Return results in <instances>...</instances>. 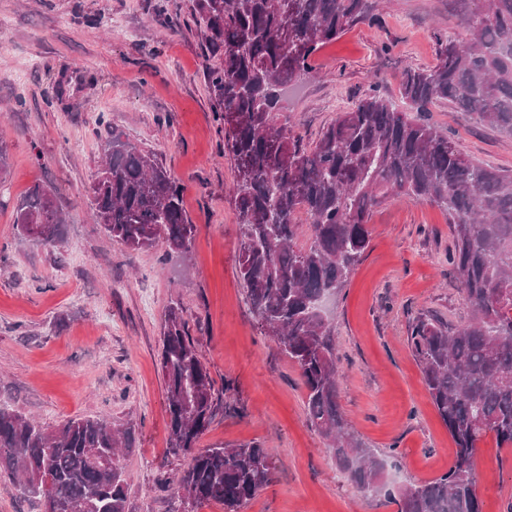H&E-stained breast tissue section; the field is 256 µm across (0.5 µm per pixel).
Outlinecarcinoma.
Masks as SVG:
<instances>
[{"label": "carcinoma", "mask_w": 512, "mask_h": 512, "mask_svg": "<svg viewBox=\"0 0 512 512\" xmlns=\"http://www.w3.org/2000/svg\"><path fill=\"white\" fill-rule=\"evenodd\" d=\"M463 38L436 35L437 62L406 67L399 94L408 110L372 93L339 113L311 149L276 120L281 91L310 72L313 54L351 27L370 21L373 0H195L205 51L220 58L208 91L224 126V151L235 162L237 271L251 314L299 369L310 428L351 482L383 493L399 512H482L474 465L489 436L512 447V172L476 162L451 137L422 119L446 102L512 136V0H475ZM91 186L93 216L131 251L159 241L180 253L196 227L178 183L159 163L113 129ZM389 195L427 200L448 215L452 266L473 318L452 325L421 315L411 351L432 403L455 443L440 477L396 488L383 482L385 462L360 438L339 403L340 356L320 304L339 292L366 251L372 208ZM309 221L307 239L299 215ZM19 233L55 245L64 219L52 192L35 183L16 214ZM160 368L167 448L188 456L169 477L175 507L213 504L240 512L273 480L274 449L260 442L199 447L215 412V388L177 306L163 325ZM135 425L79 417L50 431L0 406V479L25 494L39 483L57 512H128L122 458Z\"/></svg>", "instance_id": "1"}]
</instances>
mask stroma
Returning <instances> with one entry per match:
<instances>
[{"instance_id":"35a3bbf8","label":"stroma","mask_w":512,"mask_h":512,"mask_svg":"<svg viewBox=\"0 0 512 512\" xmlns=\"http://www.w3.org/2000/svg\"><path fill=\"white\" fill-rule=\"evenodd\" d=\"M195 0H0V404L54 430L80 416L134 422L124 459L128 512H172L161 334L179 305L214 382L215 416L201 446L273 448V482L242 512H398L358 490L307 424L298 368L264 336L236 267L235 166L206 88L217 60L201 45ZM472 0H379L372 23L323 46L277 114L304 147L378 87L398 100L406 66L436 61V34L463 36ZM88 81L52 101L63 71ZM430 123L462 153L512 171V138L448 104ZM155 154L179 182L196 226L189 253L165 243L132 252L92 219L91 186L107 125ZM36 183L66 217L58 247L18 234L16 206ZM369 247L328 315L341 358L340 403L398 485L438 478L455 445L423 383L409 327L423 314L470 315L448 262L452 233L435 204L391 195L370 215ZM483 512H512V448L486 440L475 460Z\"/></svg>"}]
</instances>
